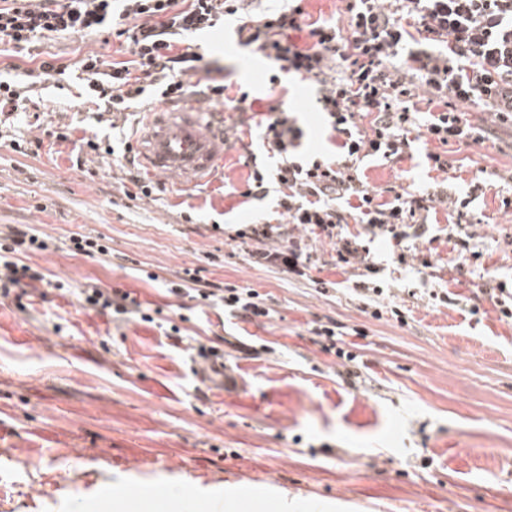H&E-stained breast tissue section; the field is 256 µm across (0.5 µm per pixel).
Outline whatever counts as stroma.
Listing matches in <instances>:
<instances>
[{
	"mask_svg": "<svg viewBox=\"0 0 512 512\" xmlns=\"http://www.w3.org/2000/svg\"><path fill=\"white\" fill-rule=\"evenodd\" d=\"M194 41L244 91L268 95L276 64L256 69L257 55L231 30ZM36 51L64 64L91 51L131 57L113 36L49 37ZM312 93L296 81L286 99L303 114L306 149L326 151L321 116L305 109ZM33 94L39 112L0 115V225H32L48 248L27 263L68 287L0 300V512H114L116 501L127 512H207L230 492L248 512H297L305 501L317 512H512V320L481 292L491 279L512 286V207L502 205L512 184L471 193L475 181L512 169V122L495 125L485 145L450 143L444 173L423 163L434 141L395 161L364 160L370 188L421 192L444 181L484 218L470 241L482 261L460 268L443 209L431 240H367L378 272L365 279L381 290L375 317L353 290L360 268L337 264L329 239L296 227L261 244L297 245L309 257L299 276L254 263L261 245L237 238L256 217L277 216L275 196L241 197L249 155L276 164L260 140L230 138L204 184L166 176L162 192L132 199L122 158L76 163L81 138L111 136V114L89 111L69 76ZM67 125L70 140L58 141L54 130ZM35 139V154L12 146ZM75 233L110 247L111 263L71 255ZM188 269L223 289L254 290L268 316L245 320L169 295L166 284ZM87 282L131 292L156 310L154 322L83 307L73 290ZM331 321L353 330L341 358L311 333ZM171 326L179 336L167 335ZM201 343L227 365L225 380L205 390ZM144 484L163 499L131 501Z\"/></svg>",
	"mask_w": 512,
	"mask_h": 512,
	"instance_id": "stroma-1",
	"label": "stroma"
}]
</instances>
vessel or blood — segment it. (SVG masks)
<instances>
[{
  "label": "vessel or blood",
  "instance_id": "1",
  "mask_svg": "<svg viewBox=\"0 0 512 512\" xmlns=\"http://www.w3.org/2000/svg\"><path fill=\"white\" fill-rule=\"evenodd\" d=\"M139 160L152 176L206 180L224 157V131L203 123L195 104L150 113L141 136Z\"/></svg>",
  "mask_w": 512,
  "mask_h": 512
}]
</instances>
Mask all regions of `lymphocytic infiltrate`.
Returning <instances> with one entry per match:
<instances>
[{"label": "lymphocytic infiltrate", "mask_w": 512, "mask_h": 512, "mask_svg": "<svg viewBox=\"0 0 512 512\" xmlns=\"http://www.w3.org/2000/svg\"><path fill=\"white\" fill-rule=\"evenodd\" d=\"M303 0L253 12L250 0H0V44L30 56L49 34L113 35L131 47V60L107 62L85 55L75 64L82 94L97 111L122 113L144 98L175 103L195 93L223 100L238 112L239 125L257 131L278 157L276 168H258L242 196L262 200L276 194L279 214L289 224L336 241L337 260L362 262L354 238L341 235L344 223L405 237L404 227L423 236L431 209L447 205L444 186L428 194L394 192L381 200L360 177L365 158L390 161L410 150L414 139L483 144L485 130L463 108L479 104L491 121L512 118V0H347L346 26L310 22ZM235 23L241 44L274 60L281 75L314 84L327 117L333 154L302 152L304 132L282 101L254 111L248 92L228 97L224 68L205 60L190 37ZM426 100L434 109L421 113ZM371 117L370 130L357 122ZM29 225L9 226L0 237V296L36 287L43 273L21 255L45 249ZM260 317L266 310L254 291L218 293L197 273L173 290ZM82 305L115 316L140 313L130 293L88 285L78 291Z\"/></svg>", "instance_id": "obj_1"}]
</instances>
